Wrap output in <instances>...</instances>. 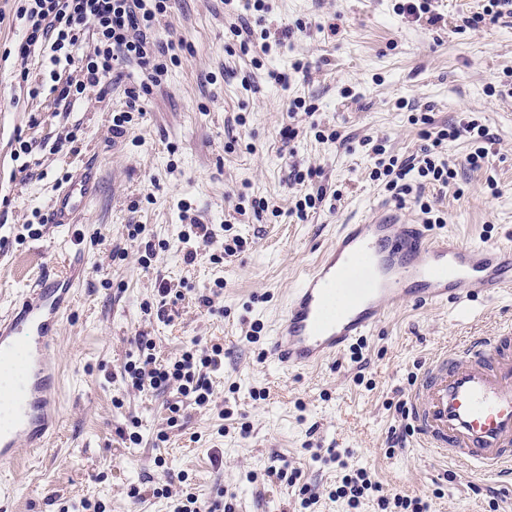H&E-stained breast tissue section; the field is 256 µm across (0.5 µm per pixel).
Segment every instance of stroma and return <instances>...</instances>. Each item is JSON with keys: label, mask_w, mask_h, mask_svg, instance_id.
Masks as SVG:
<instances>
[{"label": "stroma", "mask_w": 512, "mask_h": 512, "mask_svg": "<svg viewBox=\"0 0 512 512\" xmlns=\"http://www.w3.org/2000/svg\"><path fill=\"white\" fill-rule=\"evenodd\" d=\"M485 3L430 0L432 25L400 12L401 0H271L264 25L277 44L256 57L231 34L250 17L242 7L174 0L158 29L186 48L132 112L125 90L139 72L131 68L107 92L57 100L52 86L78 80V70L52 63L47 44L13 55L23 25L15 0H0V315L40 275L71 261L83 269L56 345L60 428L46 452L24 451L0 472V512H176L190 493L205 510L222 489L232 512H380L373 496L355 508L336 498V466L312 461L313 447L351 449V468L384 492L428 500L431 512H505L497 483L430 459L414 436L396 448L387 438L405 426L393 405L406 401L422 363L512 326V297L476 300L463 314L404 306L362 341L361 356L349 351L296 375L267 355L302 273L338 225L358 223L374 205H400L419 224L428 204L442 218L435 232L470 243L512 238V80L503 79L512 13L460 28ZM273 71L287 83L270 79ZM297 98L313 102L314 114H291ZM124 112L126 133L113 137ZM424 115L437 130L484 125L487 162L471 169L467 141H447L452 185L394 197L371 176L372 147L421 154ZM288 126L299 132L290 142ZM89 163L94 200L76 223H48L63 178ZM310 169L313 179L297 181ZM317 193L323 201L298 219L296 203ZM259 198L268 210L254 209ZM194 219L214 239L191 247L189 263L184 237ZM236 236L245 245L226 256ZM144 239L158 243L154 257ZM141 336L161 363L196 342L224 350L209 403L185 401L177 426L168 424L171 391L133 389L124 372ZM277 455L300 468L315 504L302 508L297 489L267 480Z\"/></svg>", "instance_id": "obj_1"}]
</instances>
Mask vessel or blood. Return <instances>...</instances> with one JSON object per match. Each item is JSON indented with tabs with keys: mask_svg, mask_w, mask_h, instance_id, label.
<instances>
[{
	"mask_svg": "<svg viewBox=\"0 0 512 512\" xmlns=\"http://www.w3.org/2000/svg\"><path fill=\"white\" fill-rule=\"evenodd\" d=\"M95 193L92 173L77 174L56 197L52 223H74ZM70 290L68 274L43 275L0 319V358H18L11 423L0 427L1 469H13L24 450L44 448L58 420L59 368L47 347ZM510 292L511 244H467L380 205L360 223L341 225L290 296L267 354L286 372H301L372 335L403 305L495 301ZM409 415L431 458L512 479V327L468 337L425 362L410 391Z\"/></svg>",
	"mask_w": 512,
	"mask_h": 512,
	"instance_id": "b4317fda",
	"label": "vessel or blood"
}]
</instances>
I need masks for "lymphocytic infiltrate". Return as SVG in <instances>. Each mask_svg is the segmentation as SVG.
I'll list each match as a JSON object with an SVG mask.
<instances>
[{"instance_id":"f902f5d3","label":"lymphocytic infiltrate","mask_w":512,"mask_h":512,"mask_svg":"<svg viewBox=\"0 0 512 512\" xmlns=\"http://www.w3.org/2000/svg\"><path fill=\"white\" fill-rule=\"evenodd\" d=\"M171 0H18L16 14L24 24V34L17 46L19 56H29L36 46L47 43L60 51L74 44L84 35H91L94 51L79 59L77 68L82 80L75 86H62L60 99H69L71 93H83L86 88L106 89L120 80L123 71L136 67L142 74L138 88L127 91L130 110L141 108V101L152 86L161 82L170 63L178 59L179 43L162 39L157 30L158 18L167 13ZM469 135L474 145L468 156L471 167H481L488 155L490 141L485 128L469 123L436 132L429 147L419 159L390 158L381 173L386 186L394 194L408 193L411 189L406 178L417 173L425 182L448 187L454 171L439 149L443 141ZM151 340L138 343L139 360L130 362L125 370L132 387L159 389L176 386L180 395L193 397L196 404L208 401L212 387L208 371L224 362L220 347L190 348L166 364H157L151 350Z\"/></svg>"}]
</instances>
